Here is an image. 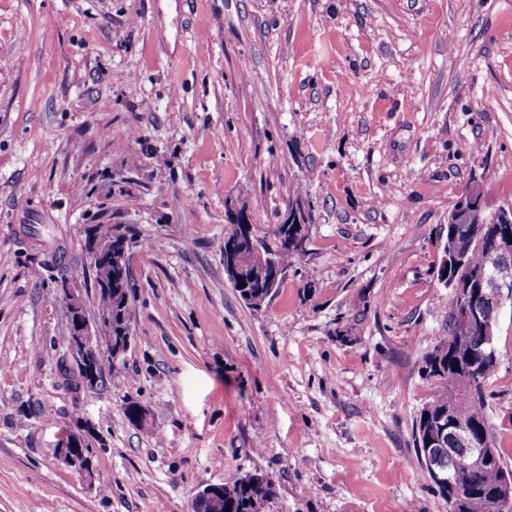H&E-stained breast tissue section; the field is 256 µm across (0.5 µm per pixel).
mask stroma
Returning <instances> with one entry per match:
<instances>
[{
  "label": "stroma",
  "mask_w": 512,
  "mask_h": 512,
  "mask_svg": "<svg viewBox=\"0 0 512 512\" xmlns=\"http://www.w3.org/2000/svg\"><path fill=\"white\" fill-rule=\"evenodd\" d=\"M512 204V0H0V512H192L260 471L263 512H448L412 428L448 334V210ZM308 211L261 309L228 213ZM134 233L132 339L106 387L56 365L94 297L86 228ZM488 415L512 469V313ZM146 411L125 416L126 400ZM90 421L95 478L59 457Z\"/></svg>",
  "instance_id": "stroma-1"
}]
</instances>
